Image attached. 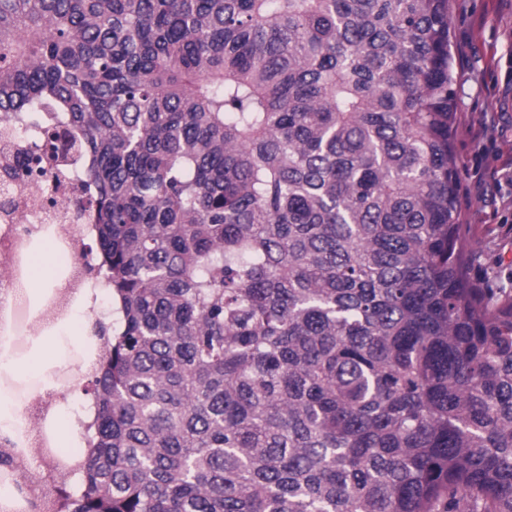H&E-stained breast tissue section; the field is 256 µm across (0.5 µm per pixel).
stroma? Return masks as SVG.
Returning a JSON list of instances; mask_svg holds the SVG:
<instances>
[{
  "instance_id": "35a3bbf8",
  "label": "stroma",
  "mask_w": 512,
  "mask_h": 512,
  "mask_svg": "<svg viewBox=\"0 0 512 512\" xmlns=\"http://www.w3.org/2000/svg\"><path fill=\"white\" fill-rule=\"evenodd\" d=\"M455 151L464 233L483 260L473 276L512 273V0H448ZM485 130L474 154L470 131Z\"/></svg>"
}]
</instances>
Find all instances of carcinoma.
I'll list each match as a JSON object with an SVG mask.
<instances>
[{
  "label": "carcinoma",
  "instance_id": "carcinoma-1",
  "mask_svg": "<svg viewBox=\"0 0 512 512\" xmlns=\"http://www.w3.org/2000/svg\"><path fill=\"white\" fill-rule=\"evenodd\" d=\"M0 115L86 158L115 315L53 512H512L448 0H0Z\"/></svg>",
  "mask_w": 512,
  "mask_h": 512
}]
</instances>
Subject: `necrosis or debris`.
<instances>
[{
    "label": "necrosis or debris",
    "mask_w": 512,
    "mask_h": 512,
    "mask_svg": "<svg viewBox=\"0 0 512 512\" xmlns=\"http://www.w3.org/2000/svg\"><path fill=\"white\" fill-rule=\"evenodd\" d=\"M37 137V130L0 118V196L14 201L0 209V409L11 416L6 437L13 442V464L0 473V484L43 500L50 487L75 475L86 450V406L76 402L71 383L85 378L98 360L94 327L108 298L101 282L85 272L93 256L83 247L94 225L84 164L77 157L61 163L48 158L43 174H27L19 159ZM45 242L57 258L61 285L32 301L22 293L31 279V257ZM76 316L83 344L60 349L47 375L17 377L12 366L27 357L31 336L61 332ZM65 420L78 435L69 448L57 436Z\"/></svg>",
    "instance_id": "1"
}]
</instances>
